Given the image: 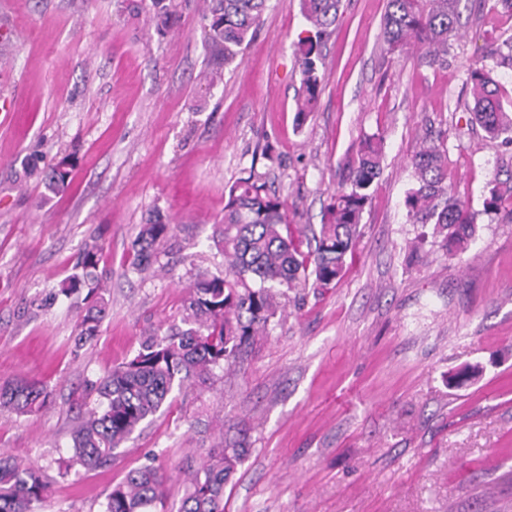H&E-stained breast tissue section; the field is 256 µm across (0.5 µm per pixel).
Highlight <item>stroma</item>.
<instances>
[{
    "mask_svg": "<svg viewBox=\"0 0 512 512\" xmlns=\"http://www.w3.org/2000/svg\"><path fill=\"white\" fill-rule=\"evenodd\" d=\"M201 0H173L159 34L150 0H6L0 14V385L41 382L39 412L0 407V452L39 467L34 512H103L126 473L167 477L156 512H176L184 471L216 448L248 451L225 512H512V219L483 208L512 145L468 122L467 76L512 36V14L461 0L448 63L381 39L387 0H342L325 39L322 90L296 117L298 0H270L237 66L214 86ZM384 138L351 263L334 288L297 289L233 371L173 392L112 463L71 461L90 386L147 334L179 321L182 290L221 274L224 190L264 173L295 228L321 224L363 136ZM448 148L453 193L476 214L469 250L445 252L404 198L425 134ZM72 172L54 194L45 175ZM161 213L168 273H137L139 224ZM99 247L109 313L76 343L84 292H58ZM477 369L463 380L465 368Z\"/></svg>",
    "mask_w": 512,
    "mask_h": 512,
    "instance_id": "obj_1",
    "label": "stroma"
}]
</instances>
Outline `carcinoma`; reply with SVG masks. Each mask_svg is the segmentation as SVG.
I'll return each instance as SVG.
<instances>
[{"label": "carcinoma", "instance_id": "cac0c4a2", "mask_svg": "<svg viewBox=\"0 0 512 512\" xmlns=\"http://www.w3.org/2000/svg\"><path fill=\"white\" fill-rule=\"evenodd\" d=\"M269 0H202L201 24L209 60L227 67L248 46L260 26ZM460 0H387L382 39L395 51L407 45L424 50L430 65L448 64V37L459 25ZM341 0H300L301 13L314 35L298 39L301 91L297 114L305 116L317 104L322 84V44L335 26ZM158 32L171 27V5L151 0ZM494 66L512 68V37L488 55ZM471 122L480 125L491 141L512 145V113L486 66L470 70ZM384 139L372 135L361 141L358 165L349 183L327 207L328 218L312 233L315 245L301 250L302 241L288 224L285 201L262 175L251 172L225 193L224 222L213 242L224 252V272L202 276L181 299L180 323L145 337L136 354L107 373L95 387L97 407L72 434L76 463L93 469L112 462L116 449L153 418L174 389L210 379L215 367L234 366L242 351L263 334L280 310L277 297L312 285L331 288L352 252L362 214L372 198L371 188L380 175ZM414 183L404 206L415 224L433 225L442 247L463 252L470 245L475 214L452 193L448 184V148L425 137L411 159ZM511 184L496 185L484 202V211L512 216ZM70 184L67 166L60 164L47 177V187L63 191ZM175 225L157 215L140 225L133 242L132 268L147 271L160 262V245ZM99 249H86L78 264L81 272L65 279L60 292L87 287L95 299L77 324L80 340L97 336L108 313V300L100 293L97 274ZM46 390L35 382L19 380L0 388V406L19 415L39 410ZM245 456L243 448H220L190 473L177 512H224V488ZM47 495L38 468L23 466L0 455V512H32V505ZM163 500V477L152 464L128 473L112 487L104 512H154Z\"/></svg>", "mask_w": 512, "mask_h": 512}]
</instances>
